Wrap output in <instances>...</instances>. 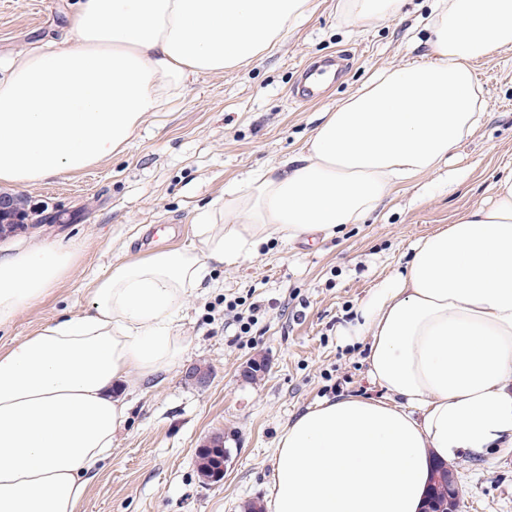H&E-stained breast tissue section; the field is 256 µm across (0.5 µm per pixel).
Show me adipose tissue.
I'll return each mask as SVG.
<instances>
[{
  "label": "adipose tissue",
  "instance_id": "obj_1",
  "mask_svg": "<svg viewBox=\"0 0 512 512\" xmlns=\"http://www.w3.org/2000/svg\"><path fill=\"white\" fill-rule=\"evenodd\" d=\"M402 0H337L357 31ZM314 0H79L62 43L0 57V184L18 190L123 152L192 77L259 60ZM427 59L385 68L324 113L303 150L224 192L198 247L124 261L87 310L0 351V512H77L128 405L161 382L211 265L270 239L335 236L399 181L433 172L483 119L473 66L512 48V0H435ZM72 253L0 257V323L41 301ZM366 345L381 398L324 399L294 416L273 458L272 512H421L436 463L512 447V173L490 204L414 247L345 331Z\"/></svg>",
  "mask_w": 512,
  "mask_h": 512
}]
</instances>
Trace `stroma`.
Masks as SVG:
<instances>
[{"label": "stroma", "instance_id": "1", "mask_svg": "<svg viewBox=\"0 0 512 512\" xmlns=\"http://www.w3.org/2000/svg\"><path fill=\"white\" fill-rule=\"evenodd\" d=\"M76 0H0V56L61 40ZM315 13L261 59L190 81L166 111L148 117L122 153L77 175L24 193L51 214L0 241V253L45 242L76 262L41 302L0 324V350L49 321L83 312L93 283L112 265L165 247L192 248L194 226L248 172L301 152L321 113L378 70L422 60L431 0H406L402 17L359 33L316 0ZM343 52L352 65L322 96L292 101L288 89L308 63ZM486 115L436 172L398 183L360 224L336 236L271 240L232 266L211 269V287L188 295L177 330L186 339L160 386L126 393L128 418L112 455L88 484L78 512H240L268 502L272 459L288 421L325 398L381 397L363 345L341 333L374 288L401 272L416 243L460 213L491 202L512 170V48L475 66ZM251 295L262 306L261 333L237 338L224 299ZM267 359L260 381L240 376ZM192 364L212 368L199 389L183 378ZM220 435L232 458L217 483L197 472V450ZM459 512H512V447L453 461Z\"/></svg>", "mask_w": 512, "mask_h": 512}]
</instances>
